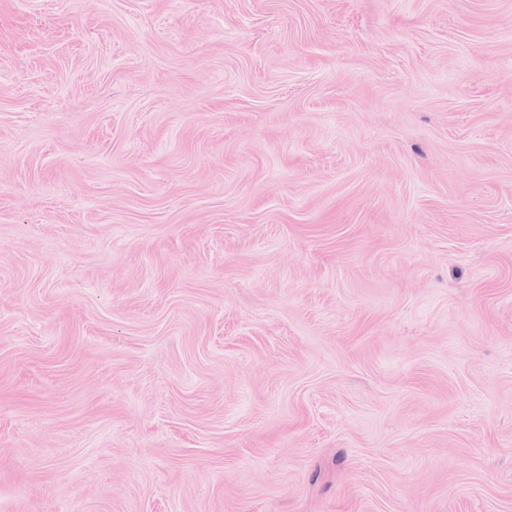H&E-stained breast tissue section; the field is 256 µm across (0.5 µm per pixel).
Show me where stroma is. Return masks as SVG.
I'll use <instances>...</instances> for the list:
<instances>
[{
	"label": "stroma",
	"instance_id": "1",
	"mask_svg": "<svg viewBox=\"0 0 512 512\" xmlns=\"http://www.w3.org/2000/svg\"><path fill=\"white\" fill-rule=\"evenodd\" d=\"M0 512H512V0H0Z\"/></svg>",
	"mask_w": 512,
	"mask_h": 512
}]
</instances>
